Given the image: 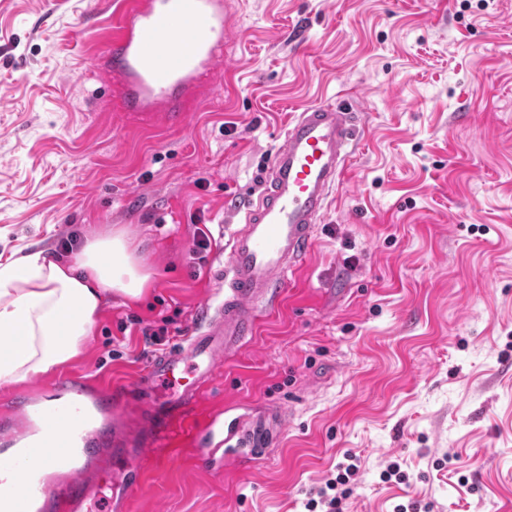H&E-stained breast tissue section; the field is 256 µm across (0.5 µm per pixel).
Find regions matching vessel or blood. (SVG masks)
<instances>
[{
  "label": "vessel or blood",
  "mask_w": 512,
  "mask_h": 512,
  "mask_svg": "<svg viewBox=\"0 0 512 512\" xmlns=\"http://www.w3.org/2000/svg\"><path fill=\"white\" fill-rule=\"evenodd\" d=\"M225 15V0H120L112 35L95 64L112 85L117 111L158 113L170 126L183 125L192 101L217 91L213 74L224 61ZM359 124L360 114L347 100L299 113L269 160L257 201L232 234L219 271L223 298L205 306L184 344L154 356L134 379L94 391L88 406L101 417L97 427L87 428L71 406L50 411L26 398L17 401L10 442L37 424L44 431L29 449L27 469L15 474L24 498L50 500L56 512H84L97 486L83 481V474L113 464L123 471V486L110 497V509L128 512L152 471L179 459L183 446L193 447L195 466L208 472L219 468L221 452L248 446L237 460L249 463L253 449L268 447L265 422L226 421L218 411L200 420L196 409L220 364L255 335L287 277L306 262ZM180 373L192 375L190 386L177 384ZM77 445L86 453L81 478L52 488L41 478L47 449L66 458Z\"/></svg>",
  "instance_id": "b4317fda"
}]
</instances>
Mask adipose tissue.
I'll list each match as a JSON object with an SVG mask.
<instances>
[{"instance_id":"1","label":"adipose tissue","mask_w":512,"mask_h":512,"mask_svg":"<svg viewBox=\"0 0 512 512\" xmlns=\"http://www.w3.org/2000/svg\"><path fill=\"white\" fill-rule=\"evenodd\" d=\"M150 274L122 232L86 240L63 263L45 250L0 261V384L52 372L74 357L107 294L136 300Z\"/></svg>"}]
</instances>
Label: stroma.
Instances as JSON below:
<instances>
[{
  "label": "stroma",
  "instance_id": "35a3bbf8",
  "mask_svg": "<svg viewBox=\"0 0 512 512\" xmlns=\"http://www.w3.org/2000/svg\"><path fill=\"white\" fill-rule=\"evenodd\" d=\"M112 2L0 0V253L119 230L152 277L0 408L133 379L160 349L118 322L195 323L289 123L346 97L363 126L311 254L197 410L289 421L247 468L183 452L130 512H322L348 455L341 512H512V0H227L220 95L144 131L82 80Z\"/></svg>",
  "mask_w": 512,
  "mask_h": 512
}]
</instances>
